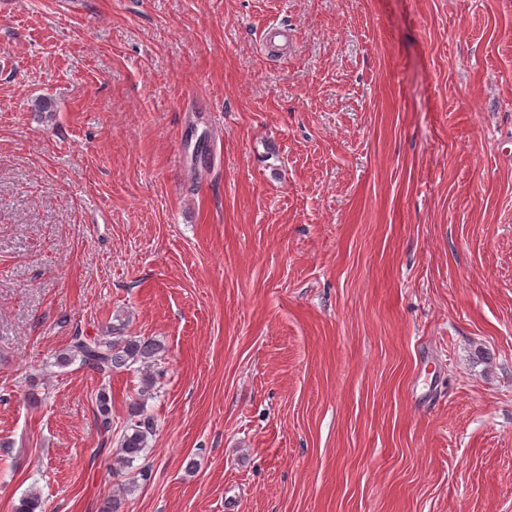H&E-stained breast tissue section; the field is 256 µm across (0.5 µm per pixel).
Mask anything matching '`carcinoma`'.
Instances as JSON below:
<instances>
[{
  "mask_svg": "<svg viewBox=\"0 0 512 512\" xmlns=\"http://www.w3.org/2000/svg\"><path fill=\"white\" fill-rule=\"evenodd\" d=\"M163 351L161 344L151 339H142L123 335V327L114 326L98 336H88L79 331L71 336L65 350L56 356L55 364L61 368L74 362L102 376H110L116 371H132L139 374V395L150 397L157 384L153 372L155 362ZM97 421L104 431L112 430V397L107 389H102L96 396ZM156 431L153 415L147 413L139 404L131 409L129 417L121 425L115 463L119 470L140 464V476L145 478L149 466L145 463L149 438Z\"/></svg>",
  "mask_w": 512,
  "mask_h": 512,
  "instance_id": "1",
  "label": "carcinoma"
}]
</instances>
